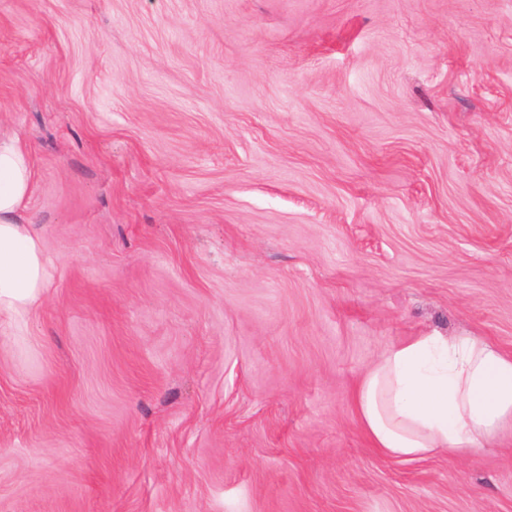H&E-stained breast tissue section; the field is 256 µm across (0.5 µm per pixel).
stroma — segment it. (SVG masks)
<instances>
[{"mask_svg": "<svg viewBox=\"0 0 512 512\" xmlns=\"http://www.w3.org/2000/svg\"><path fill=\"white\" fill-rule=\"evenodd\" d=\"M51 284L0 512H512V429L379 455L421 333L512 353V0H0Z\"/></svg>", "mask_w": 512, "mask_h": 512, "instance_id": "35a3bbf8", "label": "stroma"}]
</instances>
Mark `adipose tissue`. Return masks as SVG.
<instances>
[{
	"label": "adipose tissue",
	"instance_id": "adipose-tissue-1",
	"mask_svg": "<svg viewBox=\"0 0 512 512\" xmlns=\"http://www.w3.org/2000/svg\"><path fill=\"white\" fill-rule=\"evenodd\" d=\"M33 187L27 150L0 135V330L13 334L50 282L42 235L26 213ZM353 402L382 456L481 450L512 426V354L473 336H413L364 373Z\"/></svg>",
	"mask_w": 512,
	"mask_h": 512
}]
</instances>
